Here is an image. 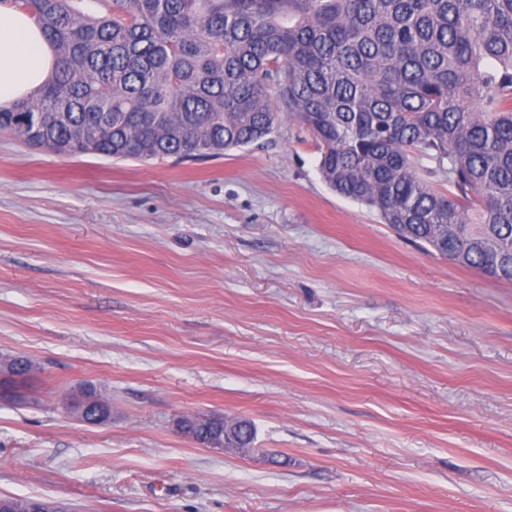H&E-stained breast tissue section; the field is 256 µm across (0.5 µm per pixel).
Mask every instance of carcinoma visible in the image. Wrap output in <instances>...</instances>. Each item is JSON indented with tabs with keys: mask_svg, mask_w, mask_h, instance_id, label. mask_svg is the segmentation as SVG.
Masks as SVG:
<instances>
[{
	"mask_svg": "<svg viewBox=\"0 0 512 512\" xmlns=\"http://www.w3.org/2000/svg\"><path fill=\"white\" fill-rule=\"evenodd\" d=\"M56 57L0 131L70 156L193 160L286 119L340 196L512 282V0H10ZM429 158L448 181L423 179ZM33 365L4 357L0 387ZM228 444L254 440L247 419Z\"/></svg>",
	"mask_w": 512,
	"mask_h": 512,
	"instance_id": "carcinoma-1",
	"label": "carcinoma"
}]
</instances>
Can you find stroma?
Returning a JSON list of instances; mask_svg holds the SVG:
<instances>
[{"label": "stroma", "mask_w": 512, "mask_h": 512, "mask_svg": "<svg viewBox=\"0 0 512 512\" xmlns=\"http://www.w3.org/2000/svg\"><path fill=\"white\" fill-rule=\"evenodd\" d=\"M298 123L202 160L0 132V496L69 512H512V284L331 190ZM91 425L64 403L86 386ZM250 420V452L185 415Z\"/></svg>", "instance_id": "obj_1"}]
</instances>
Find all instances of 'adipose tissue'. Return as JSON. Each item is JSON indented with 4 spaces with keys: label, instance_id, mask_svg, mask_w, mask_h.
I'll return each instance as SVG.
<instances>
[{
    "label": "adipose tissue",
    "instance_id": "1",
    "mask_svg": "<svg viewBox=\"0 0 512 512\" xmlns=\"http://www.w3.org/2000/svg\"><path fill=\"white\" fill-rule=\"evenodd\" d=\"M56 59L41 28L25 11H0V107L45 84Z\"/></svg>",
    "mask_w": 512,
    "mask_h": 512
}]
</instances>
